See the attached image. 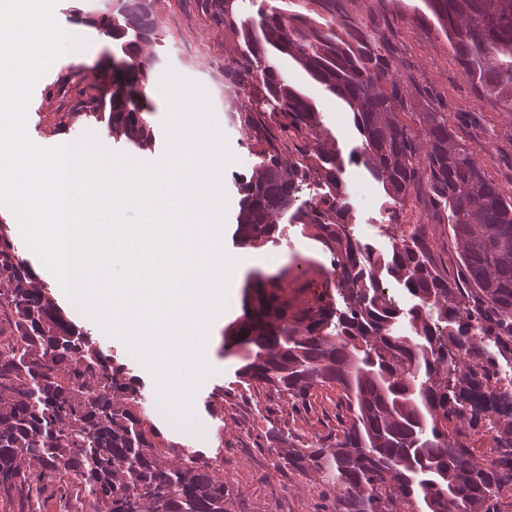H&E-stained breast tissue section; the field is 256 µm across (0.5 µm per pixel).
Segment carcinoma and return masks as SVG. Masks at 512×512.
Masks as SVG:
<instances>
[{
	"instance_id": "obj_1",
	"label": "carcinoma",
	"mask_w": 512,
	"mask_h": 512,
	"mask_svg": "<svg viewBox=\"0 0 512 512\" xmlns=\"http://www.w3.org/2000/svg\"><path fill=\"white\" fill-rule=\"evenodd\" d=\"M74 11L112 39L127 90L99 98L112 134L148 148L154 141L148 96L157 56L139 48L159 41L156 0H74ZM231 0H197L216 26L234 30L240 49L224 67V87L252 85L258 105L240 113L276 118L250 179L239 185L237 234L268 243L276 215L332 256L345 308L321 307L288 319L276 284L245 293L247 344L236 385L260 383L296 412L326 386L340 390L351 415L337 437L302 441L266 418L267 442L290 468L315 473L336 489V512H507L512 483V197L483 169L480 152L448 123L446 112H418L421 129L401 116L413 108L381 51L376 26L336 21V0H313L316 20L260 0L238 20ZM469 78L512 115V0H424ZM298 64L345 101L362 138L352 157L382 185L389 220L397 205L425 187L458 252L455 273L440 270L423 225L392 236L388 254L360 244L352 206L336 171L335 149L289 155L290 133L320 126V113L283 75ZM319 191L302 198L313 174ZM410 295L400 307L380 291L384 278ZM204 407L224 422V397ZM490 455L473 454L477 428ZM219 452L166 439L128 368L77 330L52 303L18 248L0 227V512H43L46 502L74 500L69 512H231Z\"/></svg>"
}]
</instances>
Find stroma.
Instances as JSON below:
<instances>
[{"mask_svg": "<svg viewBox=\"0 0 512 512\" xmlns=\"http://www.w3.org/2000/svg\"><path fill=\"white\" fill-rule=\"evenodd\" d=\"M161 42L157 48L161 63L155 82H162L167 71L197 83L203 89L215 122L226 139L233 156L222 172L227 198L223 247L235 252L240 248L236 237L238 200L236 180L250 176L255 162V130L238 121L237 108L245 98L224 88L219 78L224 67L236 56L237 38L231 29L216 27L196 8L195 0H160L158 4ZM377 16L395 56L398 74L411 92L419 111L447 113L448 121L470 146L490 143L489 152L480 161L488 175L505 195H512V116L469 79L459 63L453 46L423 0H385ZM56 18L68 32L82 38V50L69 53L51 66L37 83L27 113V132L42 147L78 141L93 133L110 151L133 159L155 162L167 147L164 127L169 113L167 100L155 97L152 121L155 143L151 149L139 150L126 140L108 135L91 113L100 89H112L111 39L83 22L70 10L69 0H59ZM290 83L316 103L322 116L317 134L289 139V150L314 149L319 138L335 137L342 153H349L361 142L347 104L329 94L295 63L287 65ZM353 206L352 225L356 238L371 243L378 251L390 248L394 229H408L410 224L427 227L426 243L438 265L454 268L457 253L446 223L432 208L427 191L411 192L398 210L397 226H389L382 209L381 187L363 166L345 165L339 175ZM259 256L269 258L264 267L249 266L231 285L236 299L233 307L212 322L207 337V352L217 373L207 378L193 396L194 421L187 430H179L163 413L155 421L164 433L180 436L198 449L214 447L216 432L224 434V482L230 492L232 512H332L333 496H322L320 480L311 479L280 463L275 449L263 439L267 422L262 408H269L274 418L308 437H333L347 426L350 414L340 403V391L334 387L314 391L306 411L297 413L285 399L277 398L267 388L230 392L238 359L233 350L224 348L225 330L243 318V287L256 273L277 279V293L295 315L329 303L343 307L344 302L330 272L331 257L315 240L302 235L300 227L288 226L279 243L259 248ZM51 296L66 316L78 327L91 333L103 347L112 349L119 360L127 363L145 385V394L157 396L153 373L120 339L105 333L88 315L76 312L58 288ZM225 387L224 421L214 422L205 412L203 401L214 387Z\"/></svg>", "mask_w": 512, "mask_h": 512, "instance_id": "1", "label": "stroma"}]
</instances>
